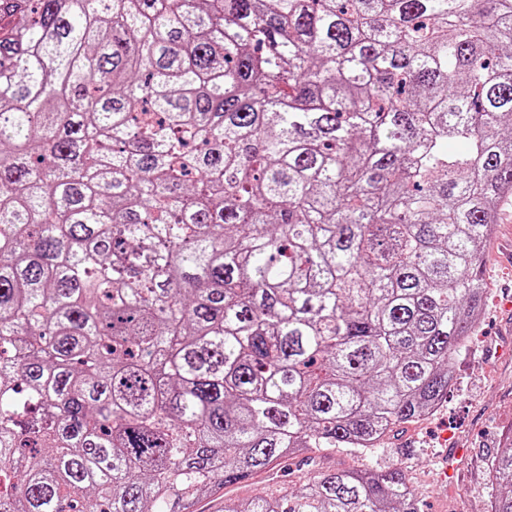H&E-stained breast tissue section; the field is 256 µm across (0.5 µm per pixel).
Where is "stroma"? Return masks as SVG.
I'll return each instance as SVG.
<instances>
[{
	"label": "stroma",
	"instance_id": "1",
	"mask_svg": "<svg viewBox=\"0 0 512 512\" xmlns=\"http://www.w3.org/2000/svg\"><path fill=\"white\" fill-rule=\"evenodd\" d=\"M480 271L488 288L480 322L454 359L456 385L438 411L404 425L376 448L360 453L343 446L314 448L274 464L215 495L202 497L196 512H223L225 500L288 496L301 477L332 469L380 468L398 464L419 495L421 512H490L498 490L487 465L512 443V200L497 211L491 238L483 248ZM457 461L455 484L442 480L449 449Z\"/></svg>",
	"mask_w": 512,
	"mask_h": 512
}]
</instances>
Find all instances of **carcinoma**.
Segmentation results:
<instances>
[{
  "label": "carcinoma",
  "instance_id": "cac0c4a2",
  "mask_svg": "<svg viewBox=\"0 0 512 512\" xmlns=\"http://www.w3.org/2000/svg\"><path fill=\"white\" fill-rule=\"evenodd\" d=\"M510 197L512 0H0V512L375 447L448 397ZM224 512L420 507L391 464Z\"/></svg>",
  "mask_w": 512,
  "mask_h": 512
}]
</instances>
